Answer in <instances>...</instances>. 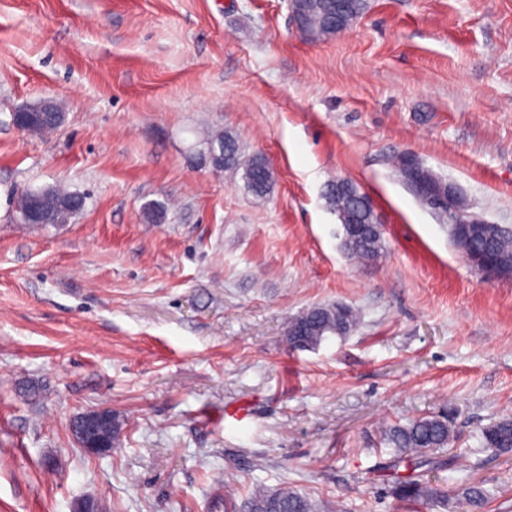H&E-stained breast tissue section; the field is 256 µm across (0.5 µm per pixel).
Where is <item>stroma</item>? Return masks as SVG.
Instances as JSON below:
<instances>
[{
    "instance_id": "1",
    "label": "stroma",
    "mask_w": 512,
    "mask_h": 512,
    "mask_svg": "<svg viewBox=\"0 0 512 512\" xmlns=\"http://www.w3.org/2000/svg\"><path fill=\"white\" fill-rule=\"evenodd\" d=\"M43 99L60 127L18 130ZM218 131L266 158V200L206 161ZM403 152L512 226V0H367L317 40L288 0H0V512H218L253 482L407 512L381 431L445 411L467 465L438 477L512 512V450L480 444L512 419V277L467 262ZM337 177L374 202L375 265L340 249ZM30 187L84 207L20 223ZM324 302L359 327L289 347ZM99 406L125 422L103 455L70 429ZM406 154L402 153L396 157V171L420 203L432 210L431 198L442 188L447 187L446 182H443L424 166L419 173H410L405 167ZM50 198L55 203V209L52 214V218L48 224H58L62 222L69 210L70 202L78 201L80 203V209L82 207L83 197L76 193H64L56 189L50 190Z\"/></svg>"
}]
</instances>
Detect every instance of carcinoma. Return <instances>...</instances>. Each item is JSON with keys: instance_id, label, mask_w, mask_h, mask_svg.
<instances>
[{"instance_id": "1", "label": "carcinoma", "mask_w": 512, "mask_h": 512, "mask_svg": "<svg viewBox=\"0 0 512 512\" xmlns=\"http://www.w3.org/2000/svg\"><path fill=\"white\" fill-rule=\"evenodd\" d=\"M297 7L307 15L303 31L315 39L329 37L346 30L366 9V0H301ZM210 149L224 154L223 168L243 170L242 179L247 191L257 200L266 199L271 191L272 170L264 158L245 156L238 139L230 132H217L209 139ZM395 168L416 198L431 207V198L446 183L429 169L416 174L405 167V154L395 159ZM55 209L50 223L63 221L70 202H83L76 193L50 190ZM448 198L447 215L464 217L467 203L458 190ZM324 199L339 224H359L362 232L341 238L342 250L351 258L372 264L384 252L383 231L371 199L354 181L338 178L325 186ZM453 244L475 267L487 260L501 273H512V228L488 224L477 232L471 224H448ZM359 315L356 310L340 304H317L304 309L288 320L286 341L295 348H314L331 336L344 337L356 329ZM383 441L391 448L387 468L392 472L393 494L401 501L427 509L448 508V487L433 471L442 463L435 455L454 451L455 433L452 420L446 414L423 415L405 423H394L383 429ZM484 448L496 451L512 450V419L505 418L481 432ZM458 502L470 512H480L488 503L481 485L467 483L458 488ZM246 512H329L332 505L322 503L306 494L284 487L270 488L261 484L251 487L244 499Z\"/></svg>"}]
</instances>
